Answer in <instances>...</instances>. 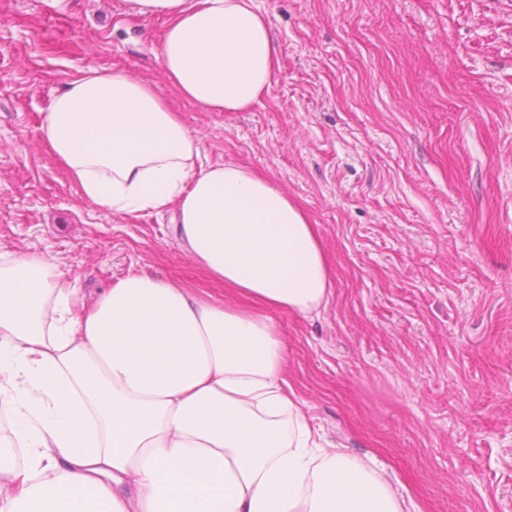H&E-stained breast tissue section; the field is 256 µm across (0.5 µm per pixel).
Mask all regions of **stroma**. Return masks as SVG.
<instances>
[{
    "label": "stroma",
    "instance_id": "35a3bbf8",
    "mask_svg": "<svg viewBox=\"0 0 512 512\" xmlns=\"http://www.w3.org/2000/svg\"><path fill=\"white\" fill-rule=\"evenodd\" d=\"M280 70L245 112H203L126 0H0V253L87 293L136 268L218 293L167 213L83 199L42 114L80 71H128L200 140L317 224L333 295L278 313L323 440L382 465L411 512H512V0H256Z\"/></svg>",
    "mask_w": 512,
    "mask_h": 512
}]
</instances>
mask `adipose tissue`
<instances>
[{"instance_id": "1", "label": "adipose tissue", "mask_w": 512, "mask_h": 512, "mask_svg": "<svg viewBox=\"0 0 512 512\" xmlns=\"http://www.w3.org/2000/svg\"><path fill=\"white\" fill-rule=\"evenodd\" d=\"M162 16L158 60L207 112L270 89L279 50L255 0H128ZM87 201L174 212L224 296L129 271L87 297L41 254H0V512H404L383 472L316 437L285 378L275 313L332 295L298 203L245 165L201 163L179 114L129 72L88 69L42 116Z\"/></svg>"}]
</instances>
